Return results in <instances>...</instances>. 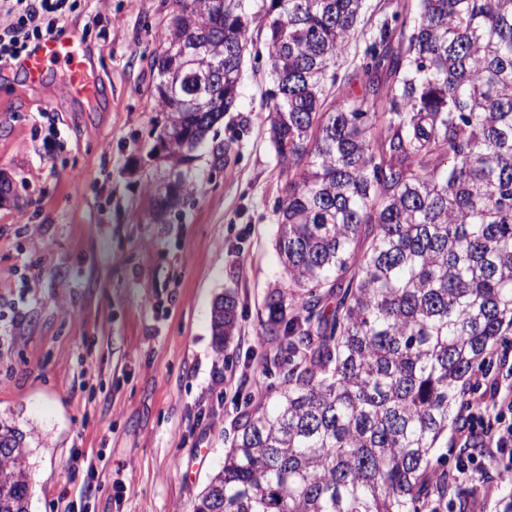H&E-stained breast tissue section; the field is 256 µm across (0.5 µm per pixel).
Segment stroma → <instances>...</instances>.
<instances>
[{"label":"stroma","mask_w":512,"mask_h":512,"mask_svg":"<svg viewBox=\"0 0 512 512\" xmlns=\"http://www.w3.org/2000/svg\"><path fill=\"white\" fill-rule=\"evenodd\" d=\"M172 0H88L93 97L60 70L36 85L0 68V419L30 432L31 512H193L224 463L250 396H273L265 298L284 276L275 247L280 161L261 111L272 86L255 42L240 98L190 169L176 173L150 66ZM228 149L225 164L212 147ZM188 200L163 214L160 186ZM232 296L237 324L216 352L211 312ZM102 460L97 471L91 461ZM512 479L459 477L444 512H499Z\"/></svg>","instance_id":"1"}]
</instances>
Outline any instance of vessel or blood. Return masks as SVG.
Wrapping results in <instances>:
<instances>
[{
    "instance_id": "b4317fda",
    "label": "vessel or blood",
    "mask_w": 512,
    "mask_h": 512,
    "mask_svg": "<svg viewBox=\"0 0 512 512\" xmlns=\"http://www.w3.org/2000/svg\"><path fill=\"white\" fill-rule=\"evenodd\" d=\"M23 65L25 75L32 84L40 83L50 67H66L73 77L71 91L80 95L87 91L83 78L88 70L93 69L94 62L82 44L74 38L56 35L41 43L34 53L26 56Z\"/></svg>"
}]
</instances>
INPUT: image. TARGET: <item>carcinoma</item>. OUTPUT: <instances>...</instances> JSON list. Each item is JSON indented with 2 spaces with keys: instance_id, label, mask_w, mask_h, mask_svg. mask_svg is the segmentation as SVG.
Returning a JSON list of instances; mask_svg holds the SVG:
<instances>
[{
  "instance_id": "cac0c4a2",
  "label": "carcinoma",
  "mask_w": 512,
  "mask_h": 512,
  "mask_svg": "<svg viewBox=\"0 0 512 512\" xmlns=\"http://www.w3.org/2000/svg\"><path fill=\"white\" fill-rule=\"evenodd\" d=\"M175 2L152 56L170 148L236 108L254 28L286 180L263 322L282 388L247 401L193 512H422L474 366L512 335V0L397 3L343 77L368 0ZM235 322L217 300V352ZM27 438L0 424V512H30Z\"/></svg>"
}]
</instances>
